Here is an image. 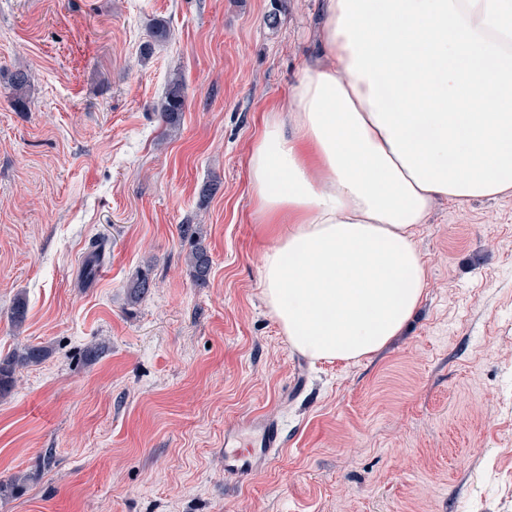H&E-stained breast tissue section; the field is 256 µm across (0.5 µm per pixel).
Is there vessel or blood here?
Returning <instances> with one entry per match:
<instances>
[{"instance_id": "b4317fda", "label": "vessel or blood", "mask_w": 512, "mask_h": 512, "mask_svg": "<svg viewBox=\"0 0 512 512\" xmlns=\"http://www.w3.org/2000/svg\"><path fill=\"white\" fill-rule=\"evenodd\" d=\"M286 441L281 424L261 414L239 420L224 432V473L245 478L254 467L271 461Z\"/></svg>"}]
</instances>
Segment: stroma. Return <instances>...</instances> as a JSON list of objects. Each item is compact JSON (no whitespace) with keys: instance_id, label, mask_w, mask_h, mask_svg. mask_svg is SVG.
Listing matches in <instances>:
<instances>
[{"instance_id":"35a3bbf8","label":"stroma","mask_w":512,"mask_h":512,"mask_svg":"<svg viewBox=\"0 0 512 512\" xmlns=\"http://www.w3.org/2000/svg\"><path fill=\"white\" fill-rule=\"evenodd\" d=\"M321 29L316 0H0V356L49 351L0 394V480L25 478L0 512H512V194L433 205L421 304L359 363L296 352L262 299L248 157ZM250 414L288 443L241 482L224 429ZM186 103L185 84L182 78L175 77L168 81L161 105V117L170 127L177 126ZM181 240L188 242L190 252L188 263L192 282L196 286H205L211 271V259L203 244V226L200 224L178 225Z\"/></svg>"}]
</instances>
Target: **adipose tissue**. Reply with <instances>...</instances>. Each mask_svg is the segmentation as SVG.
I'll return each instance as SVG.
<instances>
[{"label":"adipose tissue","mask_w":512,"mask_h":512,"mask_svg":"<svg viewBox=\"0 0 512 512\" xmlns=\"http://www.w3.org/2000/svg\"><path fill=\"white\" fill-rule=\"evenodd\" d=\"M321 8V55L248 168L256 214L277 227L260 267L270 314L301 354L355 363L421 300L414 234L433 203L512 193V0Z\"/></svg>","instance_id":"1"}]
</instances>
